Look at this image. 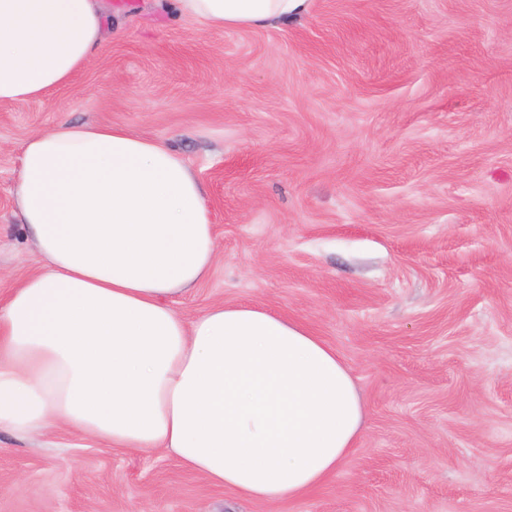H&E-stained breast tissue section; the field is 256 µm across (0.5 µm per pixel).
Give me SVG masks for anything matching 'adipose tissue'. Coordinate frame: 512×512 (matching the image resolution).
Here are the masks:
<instances>
[{
	"label": "adipose tissue",
	"instance_id": "obj_1",
	"mask_svg": "<svg viewBox=\"0 0 512 512\" xmlns=\"http://www.w3.org/2000/svg\"><path fill=\"white\" fill-rule=\"evenodd\" d=\"M309 0H173L210 29H255ZM101 0H0V103L70 82L100 46ZM42 265L0 305V432L62 425L164 451L216 487L275 504L326 481L364 406L304 324L258 306L186 318L174 300L218 260L204 188L167 144L107 124L32 134L13 188Z\"/></svg>",
	"mask_w": 512,
	"mask_h": 512
}]
</instances>
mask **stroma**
<instances>
[{"instance_id": "1", "label": "stroma", "mask_w": 512, "mask_h": 512, "mask_svg": "<svg viewBox=\"0 0 512 512\" xmlns=\"http://www.w3.org/2000/svg\"><path fill=\"white\" fill-rule=\"evenodd\" d=\"M104 0L65 86L0 103V303L40 267L21 145L119 125L197 175L219 249L175 306L258 305L349 366L362 434L325 483L242 498L163 452L0 433V512H512V0H311L254 30Z\"/></svg>"}]
</instances>
